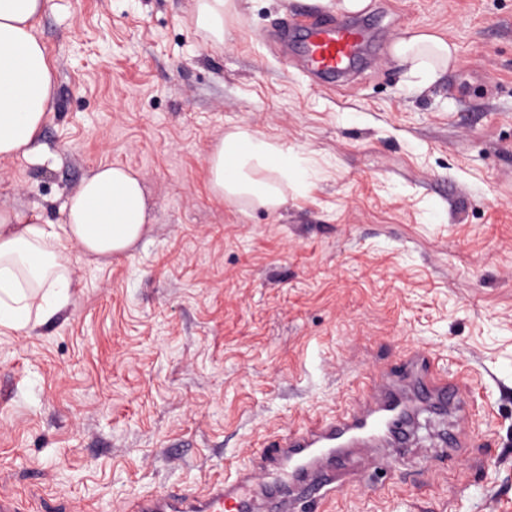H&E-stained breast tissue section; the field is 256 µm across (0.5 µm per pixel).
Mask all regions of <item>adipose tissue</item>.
<instances>
[{
    "label": "adipose tissue",
    "mask_w": 512,
    "mask_h": 512,
    "mask_svg": "<svg viewBox=\"0 0 512 512\" xmlns=\"http://www.w3.org/2000/svg\"><path fill=\"white\" fill-rule=\"evenodd\" d=\"M50 0H0V159L43 161L40 138L55 103V74L36 24ZM408 66L404 89L416 93L441 79L452 61L448 43L417 35L396 48ZM211 193L230 203L274 211L307 193L322 167L264 133L224 134L207 157ZM64 221L0 207V329L30 333L71 300L74 265L107 264L130 253L153 222L138 171L104 164L63 205Z\"/></svg>",
    "instance_id": "ef3b65f1"
}]
</instances>
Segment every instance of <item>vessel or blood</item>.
<instances>
[{
  "instance_id": "obj_1",
  "label": "vessel or blood",
  "mask_w": 512,
  "mask_h": 512,
  "mask_svg": "<svg viewBox=\"0 0 512 512\" xmlns=\"http://www.w3.org/2000/svg\"><path fill=\"white\" fill-rule=\"evenodd\" d=\"M293 29L310 76L319 79L349 69L367 40L363 24L311 10L299 14ZM462 393L425 353L410 351L348 416L275 437L257 450L249 469L213 484L205 496L183 492L140 500L131 512H304L342 485L355 450L407 444L420 411L463 419Z\"/></svg>"
}]
</instances>
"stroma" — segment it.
<instances>
[{
	"label": "stroma",
	"instance_id": "1",
	"mask_svg": "<svg viewBox=\"0 0 512 512\" xmlns=\"http://www.w3.org/2000/svg\"><path fill=\"white\" fill-rule=\"evenodd\" d=\"M340 2L227 0L216 46L197 0H51L45 161L0 160V206L59 223L117 162L154 221L131 256L77 264L53 321L0 335V495L128 512L204 492L418 349L470 395L454 466L421 414L411 453L381 474L356 452L320 512H512V0H360L376 57L315 84L296 43L263 35L310 6L350 18ZM420 33L455 60L410 95L393 46ZM238 127L322 162L321 180L274 212L214 198L206 155Z\"/></svg>",
	"mask_w": 512,
	"mask_h": 512
}]
</instances>
